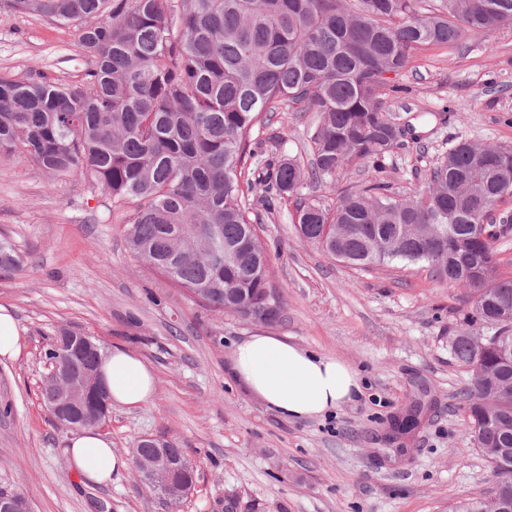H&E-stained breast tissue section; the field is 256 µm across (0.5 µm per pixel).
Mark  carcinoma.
<instances>
[{"label": "carcinoma", "mask_w": 512, "mask_h": 512, "mask_svg": "<svg viewBox=\"0 0 512 512\" xmlns=\"http://www.w3.org/2000/svg\"><path fill=\"white\" fill-rule=\"evenodd\" d=\"M0 0L21 13L74 24L91 63L84 80L0 77V150L50 176L80 174L119 203H137L124 236L132 253L214 312L266 309L280 320V296L267 297L268 258L249 217L245 178L249 137L259 117L314 112L310 166L269 156L256 162L267 206L293 202L300 238L321 244L322 225L342 224L328 254L354 268L394 260L425 262L437 277L473 289L467 325L497 329L507 351L476 349L464 329L452 339L471 372L464 392L471 438L493 469L488 499L455 512H492L512 502V278L496 276L500 224L494 204L512 194V147L461 141L430 172L425 189L404 198L381 177L403 128L388 112L386 71L399 73L415 52L456 42L467 31L512 26V0ZM97 21L85 23L83 19ZM371 163L367 184L345 191L332 210L296 194L304 180ZM382 224L398 238L381 241ZM22 258L0 235V277ZM81 353L51 347L69 376L97 373L104 347ZM414 402L393 431L411 434ZM132 453L166 454L195 469L166 439Z\"/></svg>", "instance_id": "1"}]
</instances>
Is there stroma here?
<instances>
[{
  "mask_svg": "<svg viewBox=\"0 0 512 512\" xmlns=\"http://www.w3.org/2000/svg\"><path fill=\"white\" fill-rule=\"evenodd\" d=\"M89 67L74 28L0 8V75L75 83ZM392 81L407 92L390 100V111L416 133L385 160L396 194L422 189L458 141L512 146V27L417 51ZM316 125L311 112L277 113L254 127L250 148L308 162ZM370 177L360 164L303 182L298 194L332 206ZM249 208L270 256L267 280L283 301L274 324L211 311L137 259L124 237L134 203L0 153V232L25 260L0 279V304L12 306L21 344L17 359L0 357V489L23 492L31 512H170L133 470L99 485L69 467L73 433L40 397L45 353L69 328L153 369L151 400L112 407L102 431L125 457L141 436L183 448L196 479L177 512H452L489 496L491 470L470 442L461 398L469 372L450 347L472 290L424 262L365 271L336 261L298 237L293 206L268 209L262 186ZM256 334L348 363L362 395L321 418L280 416L232 375L234 344ZM415 399L425 404L420 426L393 437L392 420Z\"/></svg>",
  "mask_w": 512,
  "mask_h": 512,
  "instance_id": "1",
  "label": "stroma"
}]
</instances>
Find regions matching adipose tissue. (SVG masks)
I'll list each match as a JSON object with an SVG mask.
<instances>
[{
    "mask_svg": "<svg viewBox=\"0 0 512 512\" xmlns=\"http://www.w3.org/2000/svg\"><path fill=\"white\" fill-rule=\"evenodd\" d=\"M237 380L268 408L288 419L322 416L362 393L359 373L346 362L321 356L284 336L254 335L232 353ZM112 405L137 408L150 401L155 374L141 357L114 347L101 364ZM69 466L82 478L111 483L128 468L127 458L97 429L75 432L65 450Z\"/></svg>",
    "mask_w": 512,
    "mask_h": 512,
    "instance_id": "adipose-tissue-1",
    "label": "adipose tissue"
}]
</instances>
